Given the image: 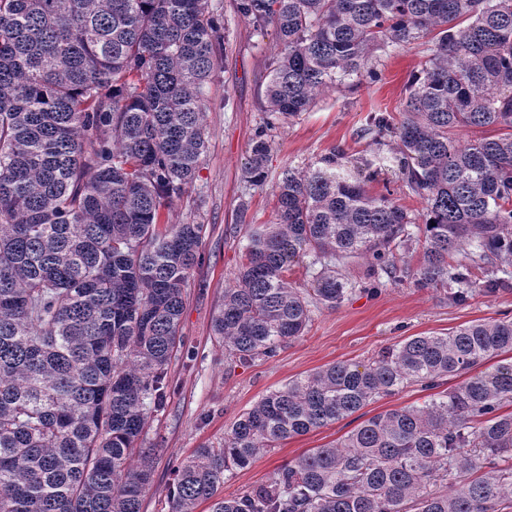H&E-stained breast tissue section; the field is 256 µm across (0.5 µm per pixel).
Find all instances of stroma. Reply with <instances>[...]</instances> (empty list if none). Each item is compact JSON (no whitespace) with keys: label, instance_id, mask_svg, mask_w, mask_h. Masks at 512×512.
Wrapping results in <instances>:
<instances>
[{"label":"stroma","instance_id":"35a3bbf8","mask_svg":"<svg viewBox=\"0 0 512 512\" xmlns=\"http://www.w3.org/2000/svg\"><path fill=\"white\" fill-rule=\"evenodd\" d=\"M232 3L210 0L224 26L223 55L208 92V150L191 189L162 215L165 223L200 224L204 232L202 261L184 290L183 342L168 366L166 407L149 416L143 435V447L157 451L143 512H167L172 465L200 446L222 447L225 434L243 412L289 381L337 362L369 364L382 348L413 336L445 335L474 321L512 319V283L491 294L473 291L463 303L453 300L447 286L419 288L407 282L371 292L363 288L366 269L357 261L343 269L356 285L353 293L334 309L312 304L304 335L288 342L278 356L247 364L225 363L224 347L213 336L211 325L225 289L236 281L243 225L274 221L273 189L284 169L316 165L334 147L344 149V165H359L365 151L373 147L371 138L362 133L367 115L399 116L408 97L409 77L423 60L418 44L379 54L380 82L329 89L307 112L278 126L272 132L268 182L256 189L245 181L243 168L265 116L268 64L281 45L273 27L260 29L241 20ZM243 199L249 208L241 213L237 205ZM430 396L419 384H410L396 395L371 400L333 424L266 449L248 466L227 472L223 493L238 494L265 483L287 462L338 443L366 419L422 404Z\"/></svg>","mask_w":512,"mask_h":512}]
</instances>
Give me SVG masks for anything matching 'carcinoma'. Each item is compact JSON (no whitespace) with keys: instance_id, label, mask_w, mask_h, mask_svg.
<instances>
[{"instance_id":"carcinoma-1","label":"carcinoma","mask_w":512,"mask_h":512,"mask_svg":"<svg viewBox=\"0 0 512 512\" xmlns=\"http://www.w3.org/2000/svg\"><path fill=\"white\" fill-rule=\"evenodd\" d=\"M275 28L263 126L244 178L262 188L268 130L300 116L347 78L376 83L374 53L426 40L400 119L372 113L364 131L395 151L362 158L424 201L413 217L372 194L332 148L287 169L275 221L243 225L237 282L212 331L228 357L268 360L303 335L310 304L352 291L361 259L420 288L512 274V0H233ZM209 0H0V512H142L156 449L147 414L164 407L180 344L187 280L202 224H163L207 148V86L222 57ZM496 134L462 142L461 129ZM422 242L412 272L404 254ZM309 256L302 286L290 266ZM512 320L413 336L368 365L339 362L288 382L244 412L224 446L172 466L168 512H512ZM420 405L362 422L272 478L223 496L224 475L260 451L326 427L410 383Z\"/></svg>"}]
</instances>
